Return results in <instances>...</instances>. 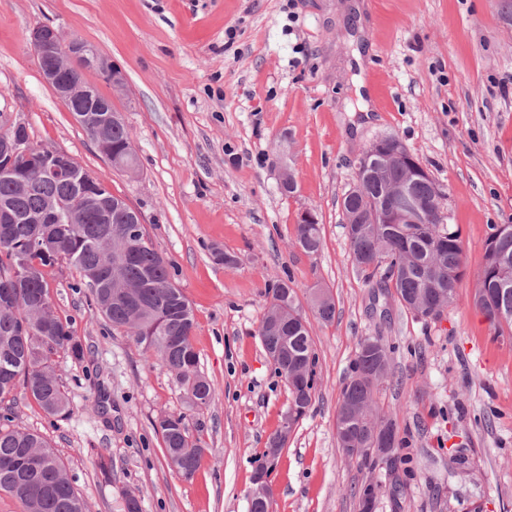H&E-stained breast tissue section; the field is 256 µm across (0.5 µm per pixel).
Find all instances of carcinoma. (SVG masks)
Listing matches in <instances>:
<instances>
[{
    "label": "carcinoma",
    "mask_w": 512,
    "mask_h": 512,
    "mask_svg": "<svg viewBox=\"0 0 512 512\" xmlns=\"http://www.w3.org/2000/svg\"><path fill=\"white\" fill-rule=\"evenodd\" d=\"M83 129L100 152L112 159V168L130 177L139 173L131 134L123 119L100 131L93 125ZM36 160L25 150L0 152V163L10 164L19 175ZM361 189L345 194L346 235L354 268L379 288L394 283L392 297L403 308L415 312L432 309L444 294V308L454 306L465 275L460 232L440 217L442 196L436 183L416 175L402 160L367 172ZM86 190L95 199L112 201V221L106 222L102 208L90 205L80 214L70 208L73 190L64 179L49 174L23 182L0 176V289L9 282L13 296H0V402L17 386L28 392L50 416L63 417L70 399L62 389L50 356L68 349L79 357L83 348L73 336L70 322L47 311L50 305L45 269L66 263L79 275V287L90 291L91 305L112 328L124 331L144 351L160 360L179 382L196 407L209 405L214 396L211 383L198 370L199 355L192 337L193 309L172 281L170 263L154 248L144 225L138 234L127 235L129 221L137 218L122 198L100 188V182L85 176ZM403 186L423 207L419 224H395L386 203L389 191ZM48 216L46 224L30 219ZM303 252L317 253L322 246L319 220L299 218L295 241ZM124 253L118 274L112 273V255ZM383 276H378L380 269ZM476 288H502L493 303L473 301L495 335L512 333V224H493L485 241L484 264ZM271 297L261 319L258 335L267 351L277 353L276 369L291 377L299 367L304 378L289 386L290 402L311 406L315 357L309 322L297 303L289 281L270 289ZM316 318L331 322L336 314L332 294L312 297ZM390 346L380 336H366L358 344L348 386V398L363 410V418L336 423V441L349 440L356 448H370L374 425L390 418L378 411L375 393L389 378L384 371L374 382L379 358L372 342ZM0 492L16 499L22 512H85L83 499L75 492L66 470L49 442L40 434L8 424L0 416ZM161 434L169 465L180 476L193 477L202 462V447L191 438L185 416L167 414L155 423Z\"/></svg>",
    "instance_id": "carcinoma-1"
}]
</instances>
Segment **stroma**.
Instances as JSON below:
<instances>
[{
	"mask_svg": "<svg viewBox=\"0 0 512 512\" xmlns=\"http://www.w3.org/2000/svg\"><path fill=\"white\" fill-rule=\"evenodd\" d=\"M505 0H0V116L33 142L103 175L137 210L195 315L208 406L90 306L66 264L47 271L55 312L81 357L58 351L71 402L46 416L16 389V427L43 435L86 512H248L252 477L290 401L258 336L268 291L291 279L311 318L315 399L269 473L273 512H360L354 488L378 485L374 512H512V337L495 336L470 297L493 224H512V21ZM48 23L118 64L111 99L140 173L112 169L45 82L30 41ZM234 38H227V30ZM368 112H361V105ZM393 134L430 172L459 228L458 303L421 319L352 266L341 200L358 155ZM296 182L280 189L282 172ZM315 211L322 247L294 244ZM219 245L236 263L209 255ZM328 289L329 323L310 297ZM393 348L391 381L375 394L405 446L395 468L347 458L336 445L341 388L361 339ZM181 414L204 448L183 479L154 423ZM111 472L103 474L100 462Z\"/></svg>",
	"mask_w": 512,
	"mask_h": 512,
	"instance_id": "obj_1",
	"label": "stroma"
}]
</instances>
